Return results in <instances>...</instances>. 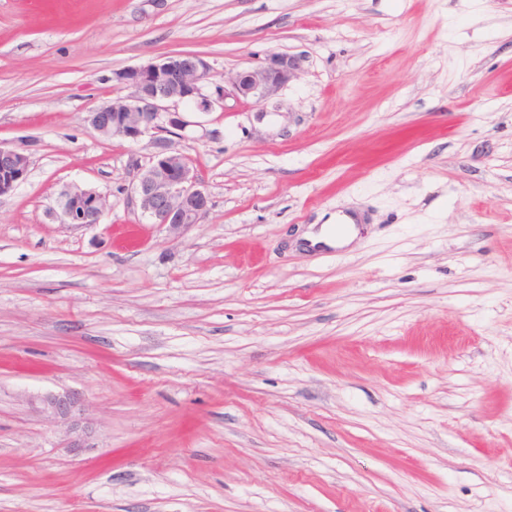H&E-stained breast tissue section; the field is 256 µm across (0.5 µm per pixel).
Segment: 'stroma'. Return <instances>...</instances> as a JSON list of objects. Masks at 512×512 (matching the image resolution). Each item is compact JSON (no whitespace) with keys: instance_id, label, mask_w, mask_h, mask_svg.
Returning <instances> with one entry per match:
<instances>
[{"instance_id":"stroma-1","label":"stroma","mask_w":512,"mask_h":512,"mask_svg":"<svg viewBox=\"0 0 512 512\" xmlns=\"http://www.w3.org/2000/svg\"><path fill=\"white\" fill-rule=\"evenodd\" d=\"M274 52L170 137L203 221L148 223L151 146L86 120L113 72ZM0 144V512H512V0H0ZM30 165L24 147H0V196L9 195L26 179ZM105 210V196L88 188L69 190L61 202V217L67 224H99ZM43 410L54 417L66 419L72 415L77 401L71 395L49 394L42 398Z\"/></svg>"}]
</instances>
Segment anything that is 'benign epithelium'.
<instances>
[{
    "label": "benign epithelium",
    "instance_id": "obj_1",
    "mask_svg": "<svg viewBox=\"0 0 512 512\" xmlns=\"http://www.w3.org/2000/svg\"><path fill=\"white\" fill-rule=\"evenodd\" d=\"M300 59L280 53L240 72L205 92L210 65L200 55L175 54L144 65L113 73V80L128 94L90 112L87 120L102 137L139 141L149 136L156 151L148 165L132 163V178L126 188L141 213L152 224L179 229L202 221L210 206L203 182L188 159L172 151L160 134L186 127L179 104L192 102L201 112L224 106L225 100H265L297 76ZM31 156L23 147H0V196L12 193L29 172ZM106 210L105 196L75 187L63 196L61 217L67 224H98ZM43 410L62 419L72 415L77 401L71 395L49 394L42 398Z\"/></svg>",
    "mask_w": 512,
    "mask_h": 512
}]
</instances>
